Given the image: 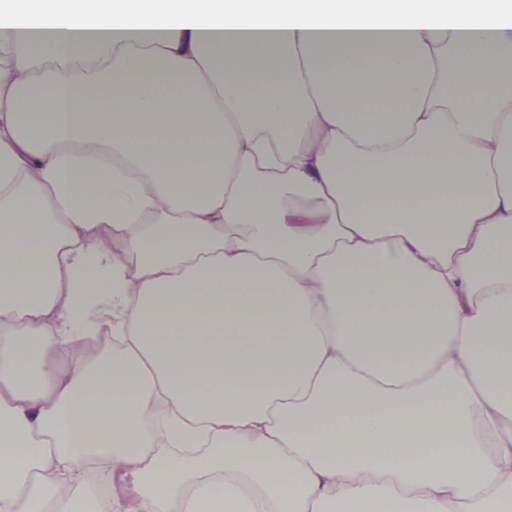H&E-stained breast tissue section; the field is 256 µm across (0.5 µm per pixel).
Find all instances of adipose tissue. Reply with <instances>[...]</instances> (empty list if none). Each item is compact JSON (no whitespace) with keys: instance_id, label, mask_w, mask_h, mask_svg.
Wrapping results in <instances>:
<instances>
[{"instance_id":"ef3b65f1","label":"adipose tissue","mask_w":512,"mask_h":512,"mask_svg":"<svg viewBox=\"0 0 512 512\" xmlns=\"http://www.w3.org/2000/svg\"><path fill=\"white\" fill-rule=\"evenodd\" d=\"M511 506L512 0L0 10V512Z\"/></svg>"}]
</instances>
